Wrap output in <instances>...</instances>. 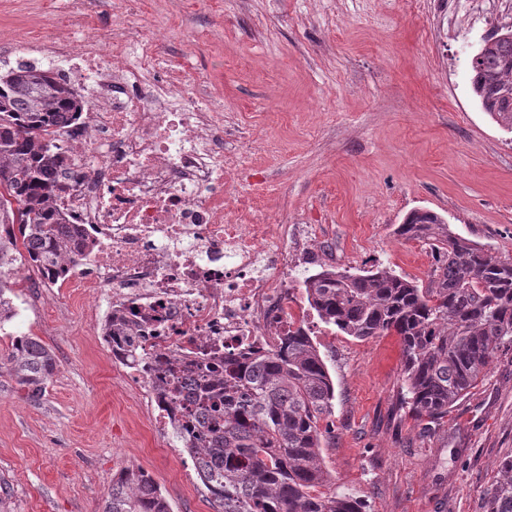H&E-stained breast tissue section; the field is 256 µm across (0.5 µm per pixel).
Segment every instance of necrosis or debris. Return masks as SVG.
<instances>
[{
    "instance_id": "4bbe7bcc",
    "label": "necrosis or debris",
    "mask_w": 512,
    "mask_h": 512,
    "mask_svg": "<svg viewBox=\"0 0 512 512\" xmlns=\"http://www.w3.org/2000/svg\"><path fill=\"white\" fill-rule=\"evenodd\" d=\"M136 37L97 28L78 44H7L0 56L62 76L89 105L59 138L69 170L57 205L94 241L70 274L85 277L106 316L131 324L130 350L112 356L147 389L137 353L193 367L269 349L301 325L290 285L317 259L312 225L255 206L263 181L240 190L246 162L224 154L223 113L178 92L179 71H161L150 49L136 67L125 64Z\"/></svg>"
}]
</instances>
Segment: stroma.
Here are the masks:
<instances>
[{"instance_id":"obj_1","label":"stroma","mask_w":512,"mask_h":512,"mask_svg":"<svg viewBox=\"0 0 512 512\" xmlns=\"http://www.w3.org/2000/svg\"><path fill=\"white\" fill-rule=\"evenodd\" d=\"M93 0L85 21L166 28L156 54L183 70L203 110L224 115V151L247 157L274 210L316 227L336 269L389 267L427 286L434 260L397 237L415 210L512 257V134L476 104L469 62L496 14L473 21V0ZM69 0H0V37L55 34ZM17 316L0 331V512H99L126 467L149 473L171 512H215L180 442L153 430V404L129 385L96 334L84 288L47 286L18 267ZM307 324L335 386L322 450L324 492L366 512H482L512 457V354L438 421L397 404L398 336L359 341ZM37 337L58 370L41 399L5 361L14 337Z\"/></svg>"}]
</instances>
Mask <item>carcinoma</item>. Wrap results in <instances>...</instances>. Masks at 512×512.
<instances>
[{"label":"carcinoma","mask_w":512,"mask_h":512,"mask_svg":"<svg viewBox=\"0 0 512 512\" xmlns=\"http://www.w3.org/2000/svg\"><path fill=\"white\" fill-rule=\"evenodd\" d=\"M471 89L481 109L512 132V37L495 35L470 61ZM86 103L49 70L20 64L0 73V324L14 317L9 294L21 253L47 281L87 247L68 229L54 200L62 191L65 155L59 130L83 117ZM394 233L427 242L435 254L422 288L387 267L351 272L322 268L304 280L307 301L336 332L365 340L393 333L403 345L399 405L417 418L439 420L463 398L504 348H512V258L452 232L431 211H413ZM23 249H18L17 242ZM10 372L41 398L58 363L40 340L15 339ZM153 394L181 408V370L153 358ZM193 408L178 426L182 448L224 512H364L362 503L325 494L322 422L333 413L335 388L304 326L265 352L224 356L219 368L193 380ZM484 497V512H512V457ZM102 512H169L144 470L112 478Z\"/></svg>","instance_id":"obj_1"}]
</instances>
